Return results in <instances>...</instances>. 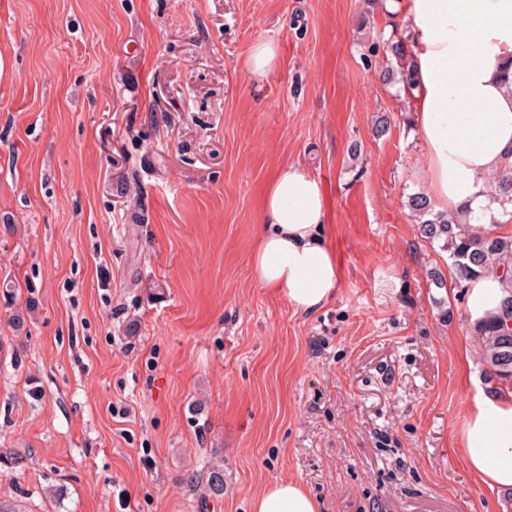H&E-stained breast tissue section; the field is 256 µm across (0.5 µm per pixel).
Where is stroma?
Segmentation results:
<instances>
[{"label": "stroma", "mask_w": 512, "mask_h": 512, "mask_svg": "<svg viewBox=\"0 0 512 512\" xmlns=\"http://www.w3.org/2000/svg\"><path fill=\"white\" fill-rule=\"evenodd\" d=\"M389 22L378 0H0V503L203 512L218 464L204 512L282 480L319 512H512L460 445L489 380L406 206L411 103L362 60ZM297 163L339 278L306 313L251 268L261 191ZM279 50L273 42H263L255 45L248 56L247 65L250 71L263 76L270 72L278 62ZM208 475L203 485L201 507H206L211 499H218L224 494V468L221 465H211L207 468Z\"/></svg>", "instance_id": "1"}]
</instances>
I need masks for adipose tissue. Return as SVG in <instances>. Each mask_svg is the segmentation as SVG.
Here are the masks:
<instances>
[{
    "mask_svg": "<svg viewBox=\"0 0 512 512\" xmlns=\"http://www.w3.org/2000/svg\"><path fill=\"white\" fill-rule=\"evenodd\" d=\"M413 43V122L427 159L422 179L436 210L468 211L484 229L503 209L491 179L512 169V0H384ZM263 224L252 255L262 287L296 309L320 308L337 286L336 257L325 238L321 183L300 164L278 168L260 204ZM466 312L479 324L498 316L507 295L499 273L467 283ZM469 470L490 488L512 491V393L478 390L462 423ZM254 512H318L297 483L280 481L254 500Z\"/></svg>",
    "mask_w": 512,
    "mask_h": 512,
    "instance_id": "obj_1",
    "label": "adipose tissue"
}]
</instances>
